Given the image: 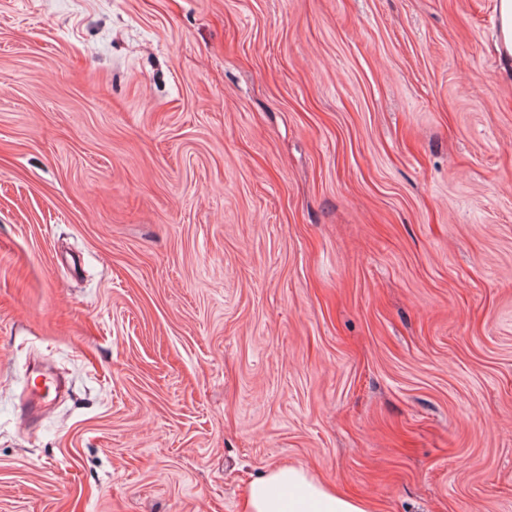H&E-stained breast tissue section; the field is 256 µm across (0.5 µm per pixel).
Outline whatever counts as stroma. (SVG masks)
<instances>
[{
	"label": "stroma",
	"instance_id": "stroma-1",
	"mask_svg": "<svg viewBox=\"0 0 512 512\" xmlns=\"http://www.w3.org/2000/svg\"><path fill=\"white\" fill-rule=\"evenodd\" d=\"M495 17L0 0V512H241L282 464L512 512Z\"/></svg>",
	"mask_w": 512,
	"mask_h": 512
}]
</instances>
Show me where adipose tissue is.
<instances>
[{"instance_id":"1","label":"adipose tissue","mask_w":512,"mask_h":512,"mask_svg":"<svg viewBox=\"0 0 512 512\" xmlns=\"http://www.w3.org/2000/svg\"><path fill=\"white\" fill-rule=\"evenodd\" d=\"M242 512H372V507L303 467L278 465L249 484Z\"/></svg>"}]
</instances>
